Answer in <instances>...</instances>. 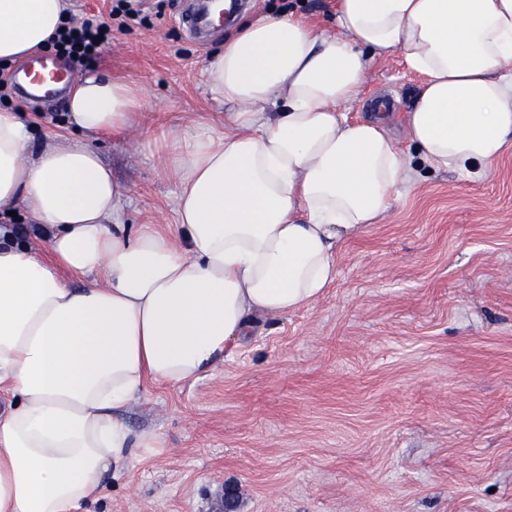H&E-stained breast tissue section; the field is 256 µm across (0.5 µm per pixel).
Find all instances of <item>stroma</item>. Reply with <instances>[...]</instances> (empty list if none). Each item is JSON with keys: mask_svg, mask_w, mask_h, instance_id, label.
Instances as JSON below:
<instances>
[{"mask_svg": "<svg viewBox=\"0 0 512 512\" xmlns=\"http://www.w3.org/2000/svg\"><path fill=\"white\" fill-rule=\"evenodd\" d=\"M111 35L93 69L143 91L146 114L93 138L127 224H170L178 187L150 133L160 122L224 130L204 64L208 41L179 25L180 0H66ZM423 75L400 53L367 70L349 118L412 109ZM33 148L79 137L64 100L11 95ZM412 180L379 223L348 240L309 306L259 321L193 383L151 385L122 413L158 452L107 479L83 512H512V151L472 180L430 169L396 127Z\"/></svg>", "mask_w": 512, "mask_h": 512, "instance_id": "1", "label": "stroma"}]
</instances>
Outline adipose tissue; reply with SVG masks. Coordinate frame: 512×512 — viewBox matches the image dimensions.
<instances>
[{
  "label": "adipose tissue",
  "instance_id": "obj_1",
  "mask_svg": "<svg viewBox=\"0 0 512 512\" xmlns=\"http://www.w3.org/2000/svg\"><path fill=\"white\" fill-rule=\"evenodd\" d=\"M65 0H0V64L46 52ZM334 34L293 13L246 20L205 66L231 105L160 138L179 186L172 224H125L99 152H31L0 108V210L42 225L46 252L0 228V512H79L107 477L162 447L120 413L147 384L196 381L257 317L314 302L337 253L410 181L387 113L347 118L371 63L398 52L425 82L404 117L437 169L482 178L512 149V0H334ZM145 104L92 75L67 98L91 135L123 133ZM83 280L80 288L70 287Z\"/></svg>",
  "mask_w": 512,
  "mask_h": 512
}]
</instances>
